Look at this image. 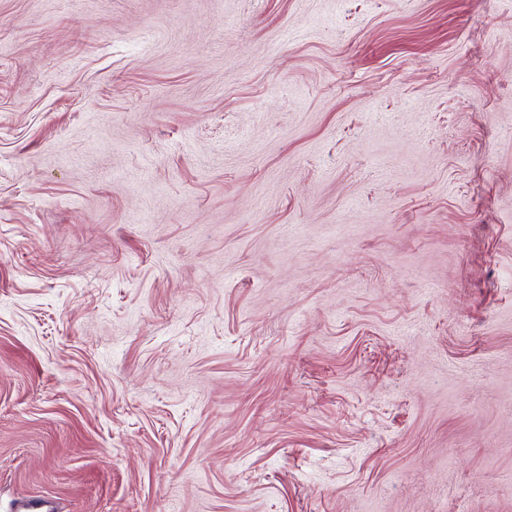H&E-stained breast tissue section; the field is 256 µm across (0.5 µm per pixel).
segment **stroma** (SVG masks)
I'll return each mask as SVG.
<instances>
[{"instance_id":"obj_1","label":"stroma","mask_w":512,"mask_h":512,"mask_svg":"<svg viewBox=\"0 0 512 512\" xmlns=\"http://www.w3.org/2000/svg\"><path fill=\"white\" fill-rule=\"evenodd\" d=\"M512 512V0H0V512Z\"/></svg>"}]
</instances>
